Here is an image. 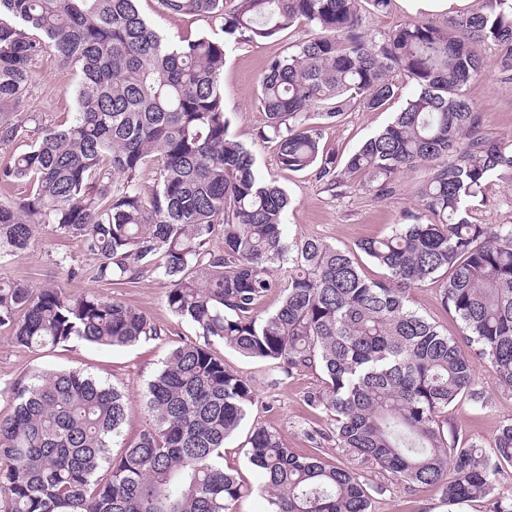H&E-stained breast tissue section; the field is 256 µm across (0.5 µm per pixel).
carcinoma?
<instances>
[{"mask_svg":"<svg viewBox=\"0 0 512 512\" xmlns=\"http://www.w3.org/2000/svg\"><path fill=\"white\" fill-rule=\"evenodd\" d=\"M391 0H158L172 15L223 19L224 37L167 41L140 0H0V184L22 196L0 203V254L27 252L39 224L79 240L95 279L134 282L155 273L166 302L203 342L174 347L146 383L149 423L119 441L126 393L81 371H33L14 383L13 415L0 420V512H233L247 488L224 470V441L256 393L211 351L218 341L285 375L319 368L324 386L308 404L333 416L337 447L371 462L396 485H439L451 504L492 497L512 467V422L493 452L459 448L448 408L483 400L471 358L487 360L512 387V225L482 224L469 202L494 180L512 181V139L484 130L466 99L485 70L480 45L504 48L512 72V0L438 26L405 20L374 34L367 4ZM295 24L314 35L274 57L259 84L281 166L310 172L344 192L356 175L377 196L420 166L406 223L358 249L385 271L365 279L351 253L321 239L285 241L290 198L264 178L230 132L220 74L229 48L267 41ZM82 79L67 125L32 137L35 115L16 116L30 64L44 47ZM411 96L388 125L344 158L324 150L322 124L355 101L379 109L396 78ZM317 111L319 123L311 122ZM162 165L146 193L152 158ZM219 234L223 247L213 249ZM293 274L279 308L256 314L283 263ZM442 280V302L461 338L413 310L405 290ZM0 326L40 351L74 340L122 348L160 334L115 299L45 285L0 282ZM248 464L269 512H370L367 483L350 466L301 456L263 427L251 432Z\"/></svg>","mask_w":512,"mask_h":512,"instance_id":"cac0c4a2","label":"carcinoma"}]
</instances>
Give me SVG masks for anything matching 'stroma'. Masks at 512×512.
Listing matches in <instances>:
<instances>
[{
  "instance_id": "obj_1",
  "label": "stroma",
  "mask_w": 512,
  "mask_h": 512,
  "mask_svg": "<svg viewBox=\"0 0 512 512\" xmlns=\"http://www.w3.org/2000/svg\"><path fill=\"white\" fill-rule=\"evenodd\" d=\"M140 10L173 41L190 31L216 38L222 35L220 21L167 15L161 12L157 0H141ZM309 34L307 26L298 24L274 39L229 50L221 75L224 108L231 121V133L250 150L262 175L275 180L291 199L285 217L286 238H318L352 250L358 242L383 237L393 225L402 223L405 211L415 207V188L427 179L429 170L423 167L400 177L395 192L379 198L362 177L355 178L351 188L337 195L327 191L312 174L281 168L274 144L258 136L266 123L258 96L259 82L274 56L287 54L290 47L307 40ZM481 53L487 64L486 71L470 84L466 97L476 111L483 113L486 131L512 138V75H503L497 68L503 50L488 43L482 46ZM31 72L26 112L39 114L45 125L53 127L71 119L75 110L71 90L79 79L78 74L64 68L51 51L34 60ZM412 90V83L403 78L397 94L381 109L351 107L341 119L324 128L325 150L343 156L351 153L401 110ZM474 206L475 215L482 223L512 224V183L491 181L485 188L483 200L475 201ZM93 265V257L84 251L79 241L57 236L52 225L43 224L38 227L28 254L0 255V280L25 282L34 287L51 282L73 292L118 299L160 327V335L120 349L72 342L35 352L18 344L10 328L0 327V418L13 411L10 385L30 371L82 370L128 391L127 420L122 435L129 444L137 439L147 423L142 400L145 382L161 367L173 345L198 341L199 332L169 310L168 285L157 275L112 285L94 279ZM71 267L78 269V277L69 278L67 270ZM409 299L415 310L439 325L442 331L458 335L459 325L454 314L442 304L439 282L428 280L412 287ZM212 350L228 369L252 381L258 397L242 427L224 444L225 470L236 474L247 485L259 484V474L245 458V443L257 424L279 433L287 447L297 454L315 455L331 464H349V456L337 448L335 441L315 444L307 436L310 430L331 428L329 416L306 402L307 396L322 386L321 370L304 369L280 376L268 363L242 357L222 343H213ZM472 364L476 385L483 390L484 400L479 404L467 399L460 401L449 409L448 419L457 429L459 446L474 444L489 452L501 425L512 421V387L499 381L485 359L473 358ZM489 508V502L483 499L448 504L437 486L404 490L392 485L384 493L373 494L371 510L488 512Z\"/></svg>"
}]
</instances>
